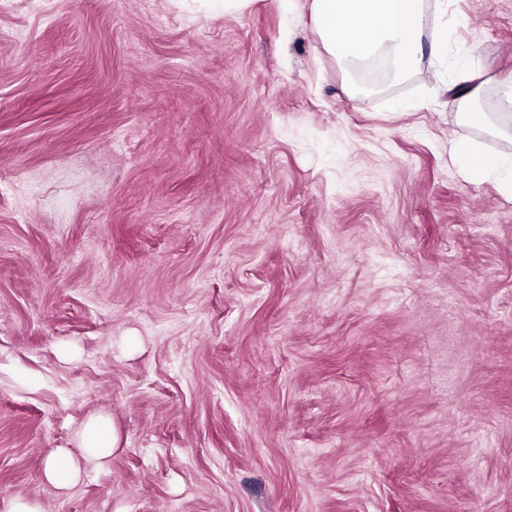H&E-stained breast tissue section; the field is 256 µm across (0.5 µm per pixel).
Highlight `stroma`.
I'll return each instance as SVG.
<instances>
[{"label": "stroma", "mask_w": 512, "mask_h": 512, "mask_svg": "<svg viewBox=\"0 0 512 512\" xmlns=\"http://www.w3.org/2000/svg\"><path fill=\"white\" fill-rule=\"evenodd\" d=\"M442 9L374 85L309 0H0V512H512V0ZM482 77L478 69L468 70V80L474 85L466 90L455 93L452 103L458 109L461 119L472 126L485 128L489 126L487 113L478 105L480 90L483 82H478ZM449 154L462 164L471 181L479 183L493 178L512 191V153H488L470 140L456 138L449 144ZM81 443L84 458L103 461L117 448V436L114 428L105 419L93 417L81 431ZM80 474L79 462L68 452L52 448L47 452L45 479L60 489H67Z\"/></svg>", "instance_id": "stroma-1"}]
</instances>
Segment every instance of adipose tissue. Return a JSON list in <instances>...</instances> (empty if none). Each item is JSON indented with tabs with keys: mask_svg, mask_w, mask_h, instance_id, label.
I'll list each match as a JSON object with an SVG mask.
<instances>
[{
	"mask_svg": "<svg viewBox=\"0 0 512 512\" xmlns=\"http://www.w3.org/2000/svg\"><path fill=\"white\" fill-rule=\"evenodd\" d=\"M311 16L324 50L339 63L387 64L390 75H415L424 56L448 52V29L431 21L426 0H311ZM450 155L474 182L496 179L512 191V153H489L464 138L451 140ZM85 458L102 461L117 446L113 427L103 418L87 421L81 431Z\"/></svg>",
	"mask_w": 512,
	"mask_h": 512,
	"instance_id": "obj_1",
	"label": "adipose tissue"
}]
</instances>
